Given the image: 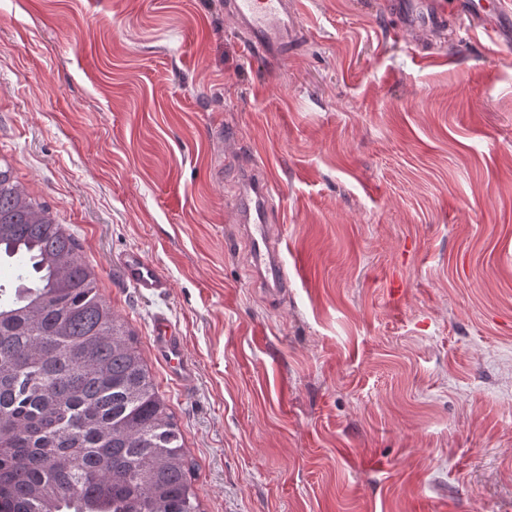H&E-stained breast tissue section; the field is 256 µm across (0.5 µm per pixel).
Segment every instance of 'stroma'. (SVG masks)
I'll return each instance as SVG.
<instances>
[{"label":"stroma","instance_id":"35a3bbf8","mask_svg":"<svg viewBox=\"0 0 512 512\" xmlns=\"http://www.w3.org/2000/svg\"><path fill=\"white\" fill-rule=\"evenodd\" d=\"M302 2L272 73L224 0H0V161L135 333L201 512H512V13L423 50L389 0ZM250 166L278 301L231 222ZM119 265L125 281L142 294H159L168 288V281L158 267L139 250L124 252ZM152 340L158 358L168 367L171 377L181 386H188L194 369L184 355V341L176 328L163 316L154 319Z\"/></svg>","mask_w":512,"mask_h":512}]
</instances>
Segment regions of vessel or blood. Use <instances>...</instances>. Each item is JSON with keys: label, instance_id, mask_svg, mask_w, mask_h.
Segmentation results:
<instances>
[{"label": "vessel or blood", "instance_id": "1", "mask_svg": "<svg viewBox=\"0 0 512 512\" xmlns=\"http://www.w3.org/2000/svg\"><path fill=\"white\" fill-rule=\"evenodd\" d=\"M394 7L399 24L424 44L444 17L440 0H395ZM224 8L248 54L269 70H278L289 50L305 36L299 23L301 0H225ZM233 215L249 239L252 269L266 295L275 299L287 294L288 265L282 258L281 241L274 234L272 195L266 179L243 178L233 200ZM119 265L125 281L140 293L159 294L168 286L158 267L140 251L124 252ZM152 340L171 377L188 386L194 369L185 358L182 336L165 316H156Z\"/></svg>", "mask_w": 512, "mask_h": 512}]
</instances>
